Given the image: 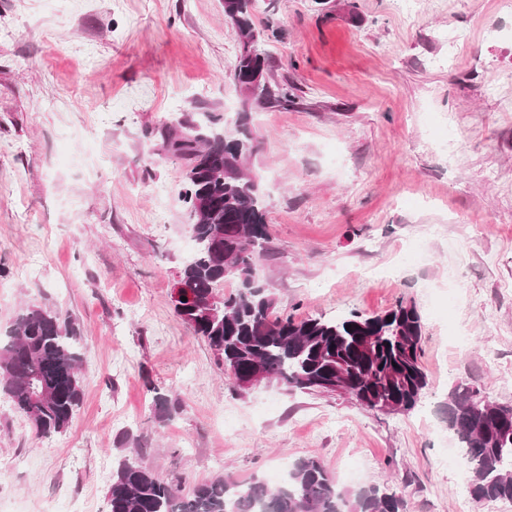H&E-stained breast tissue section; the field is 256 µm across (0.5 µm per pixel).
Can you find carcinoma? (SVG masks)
Returning a JSON list of instances; mask_svg holds the SVG:
<instances>
[{"label": "carcinoma", "instance_id": "1", "mask_svg": "<svg viewBox=\"0 0 512 512\" xmlns=\"http://www.w3.org/2000/svg\"><path fill=\"white\" fill-rule=\"evenodd\" d=\"M232 16L240 50L231 76L249 101L264 110L297 105L288 88L263 79L258 96H249L252 77L268 70L261 48L263 32L255 25L257 0H222ZM250 113H237L236 133L217 112L201 123H178L166 150L185 161L183 201L188 205L189 233L196 254L182 266L178 282L193 299H170L174 312L208 344L219 364L231 358L245 376L258 366L266 381L311 392L338 382L360 403L389 398L411 412L420 402L427 376L420 363L422 318L415 305L402 302L381 314L356 312L336 319H296L280 315L266 288L224 296V307L209 300L228 278L255 275L257 262L272 250L264 195L249 168L255 146L247 129ZM243 261L224 273V262ZM83 336L71 317L30 305L0 337V394L29 422L37 439L65 432L83 400ZM153 417L158 426L182 410L169 390L152 388ZM478 388L463 381L448 391L442 411L469 464L470 494L476 501H512V409L471 404ZM135 454L118 458L107 492L108 512H408L406 498L386 487L346 488L322 461L297 460L287 478L273 488L259 477L237 482L216 476L180 493V485L146 465L141 437L130 433L120 446Z\"/></svg>", "mask_w": 512, "mask_h": 512}]
</instances>
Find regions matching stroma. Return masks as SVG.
<instances>
[{"label":"stroma","instance_id":"35a3bbf8","mask_svg":"<svg viewBox=\"0 0 512 512\" xmlns=\"http://www.w3.org/2000/svg\"><path fill=\"white\" fill-rule=\"evenodd\" d=\"M255 23L272 80L299 98L248 124L274 247L257 277L299 318L415 304L420 403L385 414L341 393L234 391L169 302L191 237L185 162L164 135L242 109L222 0H0V330L35 304L71 316L85 341L65 433L33 438L0 397V512H108L127 430L186 488L316 457L341 485L402 493L409 512H512L459 497L438 412L459 380L512 405V12L263 0ZM453 29L466 50L450 47ZM154 386L183 404L163 427Z\"/></svg>","mask_w":512,"mask_h":512}]
</instances>
